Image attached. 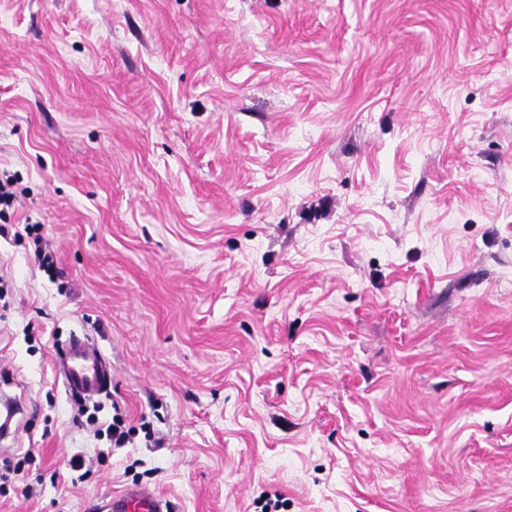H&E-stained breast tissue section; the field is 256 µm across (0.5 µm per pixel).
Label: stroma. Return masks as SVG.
<instances>
[{
    "mask_svg": "<svg viewBox=\"0 0 512 512\" xmlns=\"http://www.w3.org/2000/svg\"><path fill=\"white\" fill-rule=\"evenodd\" d=\"M5 175L0 512H512V0H0ZM66 356L62 377L68 392L87 397L98 394L107 374L106 359L99 348L74 336ZM102 507L110 512H171L170 502L147 487L127 486L112 493Z\"/></svg>",
    "mask_w": 512,
    "mask_h": 512,
    "instance_id": "35a3bbf8",
    "label": "stroma"
}]
</instances>
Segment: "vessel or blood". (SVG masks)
I'll return each instance as SVG.
<instances>
[{
	"label": "vessel or blood",
	"mask_w": 512,
	"mask_h": 512,
	"mask_svg": "<svg viewBox=\"0 0 512 512\" xmlns=\"http://www.w3.org/2000/svg\"><path fill=\"white\" fill-rule=\"evenodd\" d=\"M106 374V359L99 348L88 340L72 338L62 372L68 392L94 396L101 391ZM103 507L105 512H171L167 499L141 486H128L112 493Z\"/></svg>",
	"instance_id": "b4317fda"
}]
</instances>
